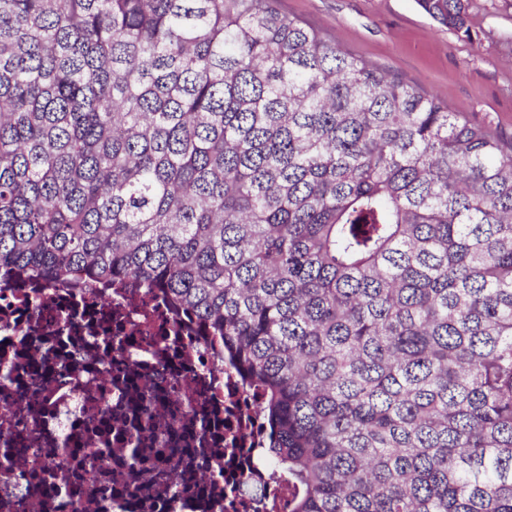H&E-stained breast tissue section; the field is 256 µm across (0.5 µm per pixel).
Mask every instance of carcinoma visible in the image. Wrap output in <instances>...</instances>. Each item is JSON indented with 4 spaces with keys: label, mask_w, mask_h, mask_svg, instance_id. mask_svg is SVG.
Returning a JSON list of instances; mask_svg holds the SVG:
<instances>
[{
    "label": "carcinoma",
    "mask_w": 512,
    "mask_h": 512,
    "mask_svg": "<svg viewBox=\"0 0 512 512\" xmlns=\"http://www.w3.org/2000/svg\"><path fill=\"white\" fill-rule=\"evenodd\" d=\"M74 275L223 345L288 512H512V143L275 0H0V284Z\"/></svg>",
    "instance_id": "carcinoma-1"
}]
</instances>
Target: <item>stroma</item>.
<instances>
[{
  "label": "stroma",
  "instance_id": "stroma-1",
  "mask_svg": "<svg viewBox=\"0 0 512 512\" xmlns=\"http://www.w3.org/2000/svg\"><path fill=\"white\" fill-rule=\"evenodd\" d=\"M462 37L416 0H278L282 13L512 140V0H469Z\"/></svg>",
  "mask_w": 512,
  "mask_h": 512
}]
</instances>
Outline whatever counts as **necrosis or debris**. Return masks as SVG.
Returning a JSON list of instances; mask_svg holds the SVG:
<instances>
[{"mask_svg":"<svg viewBox=\"0 0 512 512\" xmlns=\"http://www.w3.org/2000/svg\"><path fill=\"white\" fill-rule=\"evenodd\" d=\"M260 400L159 290L0 287V512H284Z\"/></svg>","mask_w":512,"mask_h":512,"instance_id":"necrosis-or-debris-1","label":"necrosis or debris"}]
</instances>
